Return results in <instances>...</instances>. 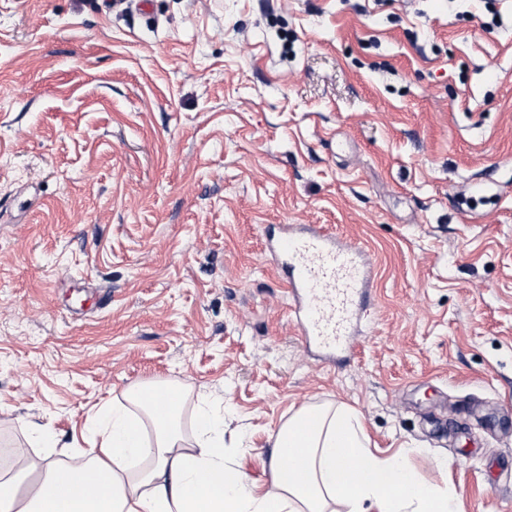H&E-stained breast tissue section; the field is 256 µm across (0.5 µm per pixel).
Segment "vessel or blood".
I'll use <instances>...</instances> for the list:
<instances>
[{
  "mask_svg": "<svg viewBox=\"0 0 512 512\" xmlns=\"http://www.w3.org/2000/svg\"><path fill=\"white\" fill-rule=\"evenodd\" d=\"M266 254L285 279L304 343L323 358L351 352L374 285V263L356 241L318 224H270Z\"/></svg>",
  "mask_w": 512,
  "mask_h": 512,
  "instance_id": "vessel-or-blood-1",
  "label": "vessel or blood"
}]
</instances>
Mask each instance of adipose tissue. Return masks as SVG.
Returning a JSON list of instances; mask_svg holds the SVG:
<instances>
[{
  "mask_svg": "<svg viewBox=\"0 0 512 512\" xmlns=\"http://www.w3.org/2000/svg\"><path fill=\"white\" fill-rule=\"evenodd\" d=\"M185 395L144 385L102 410L99 448H72L34 479L0 473V512H458L460 491L421 483L407 450L376 455L350 409L304 406L274 431L271 481L260 487L229 457L224 416L200 401L192 438Z\"/></svg>",
  "mask_w": 512,
  "mask_h": 512,
  "instance_id": "ef3b65f1",
  "label": "adipose tissue"
}]
</instances>
